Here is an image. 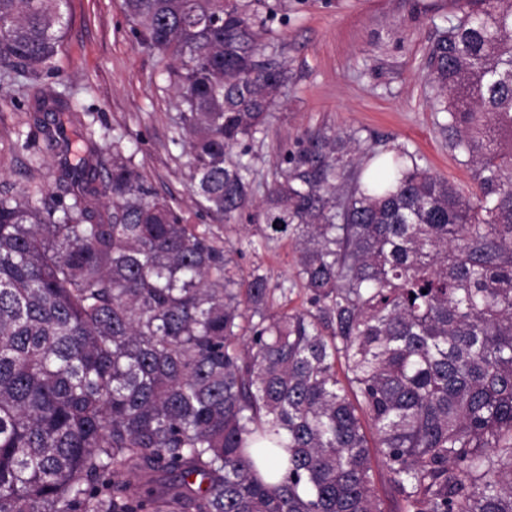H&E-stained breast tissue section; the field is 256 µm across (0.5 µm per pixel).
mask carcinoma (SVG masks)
Returning a JSON list of instances; mask_svg holds the SVG:
<instances>
[{
  "instance_id": "carcinoma-1",
  "label": "carcinoma",
  "mask_w": 512,
  "mask_h": 512,
  "mask_svg": "<svg viewBox=\"0 0 512 512\" xmlns=\"http://www.w3.org/2000/svg\"><path fill=\"white\" fill-rule=\"evenodd\" d=\"M261 0H124L170 53L200 211L256 208L307 305L188 224L120 141L95 220L0 193V512H512V0H467L430 50L472 201L406 148L351 175L310 139L254 204L247 152L286 70ZM66 0H0V70L51 68ZM64 161L89 176L80 151Z\"/></svg>"
}]
</instances>
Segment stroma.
<instances>
[{"label": "stroma", "instance_id": "stroma-1", "mask_svg": "<svg viewBox=\"0 0 512 512\" xmlns=\"http://www.w3.org/2000/svg\"><path fill=\"white\" fill-rule=\"evenodd\" d=\"M276 18L264 38L265 54L288 68V84L265 130L249 143L254 196L285 165V153L324 134L346 144L349 159L366 167L372 154L407 148L430 171L464 195L478 191L473 166L448 146L435 110L429 50L461 14L459 0H265ZM66 26L51 74L32 81L0 76V190L83 195L106 214L98 194L112 143H125L153 187L172 198L193 224L210 218L194 205L187 156L175 140L180 97L174 62L144 47L132 31L123 0H68ZM75 101L62 135L46 145L35 127L46 100ZM80 148L94 177L71 184L62 162L67 146ZM243 271L261 266L271 284L294 276L290 240L244 251Z\"/></svg>", "mask_w": 512, "mask_h": 512}]
</instances>
